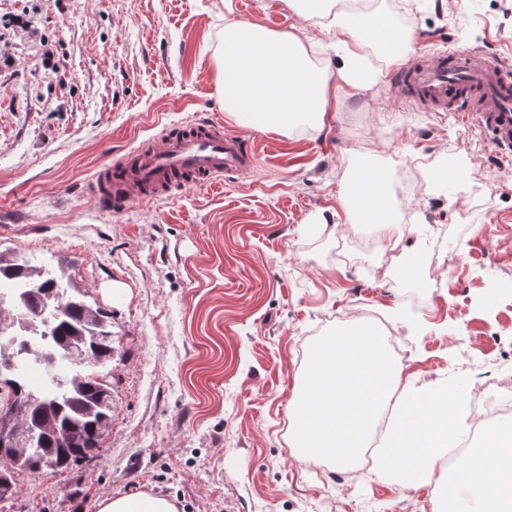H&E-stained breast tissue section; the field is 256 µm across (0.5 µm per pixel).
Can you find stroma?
<instances>
[{
  "label": "stroma",
  "instance_id": "35a3bbf8",
  "mask_svg": "<svg viewBox=\"0 0 512 512\" xmlns=\"http://www.w3.org/2000/svg\"><path fill=\"white\" fill-rule=\"evenodd\" d=\"M337 2L405 29L403 59L469 46L512 63V0ZM232 17L318 37L317 63L336 62L286 0H0V251L81 288L116 338L99 455L20 474L0 512H98L140 492L178 512H432L443 475L405 488L293 448L311 343L368 306L407 344L403 381L512 378L493 364L512 345V157L475 121L400 103L377 54V80L331 99L323 125L247 129L244 180L115 212L85 194L166 126L236 128L214 65ZM362 164L410 186L391 233L412 276L386 264L388 235L345 218L340 182Z\"/></svg>",
  "mask_w": 512,
  "mask_h": 512
}]
</instances>
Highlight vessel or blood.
<instances>
[{
  "mask_svg": "<svg viewBox=\"0 0 512 512\" xmlns=\"http://www.w3.org/2000/svg\"><path fill=\"white\" fill-rule=\"evenodd\" d=\"M403 99L430 112H456L490 130L501 151L512 152V65L483 50L453 48L416 56L403 67ZM257 156L246 136L217 120H195L162 130L148 147L127 154L123 178L88 186L96 199L125 209L136 201L171 196L178 184L210 186L253 172Z\"/></svg>",
  "mask_w": 512,
  "mask_h": 512,
  "instance_id": "1",
  "label": "vessel or blood"
}]
</instances>
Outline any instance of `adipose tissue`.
<instances>
[{
    "label": "adipose tissue",
    "instance_id": "obj_1",
    "mask_svg": "<svg viewBox=\"0 0 512 512\" xmlns=\"http://www.w3.org/2000/svg\"><path fill=\"white\" fill-rule=\"evenodd\" d=\"M309 16L320 18L325 31L336 35V69L313 64L312 38L292 32H273L249 21L224 27L217 47V85L224 109L247 128L285 131L302 120L322 123L332 81L341 90L368 86L375 78L366 61L374 48L387 62H397V51L408 33L385 15L330 11L326 0H305ZM384 188L382 173L363 168L340 185L347 196L348 215L386 231L393 222L390 205L374 208L360 188L368 179ZM99 512H177L173 500L150 493L107 497ZM433 512H512V425L504 423L486 433L477 457L457 467L448 491L434 502Z\"/></svg>",
    "mask_w": 512,
    "mask_h": 512
}]
</instances>
